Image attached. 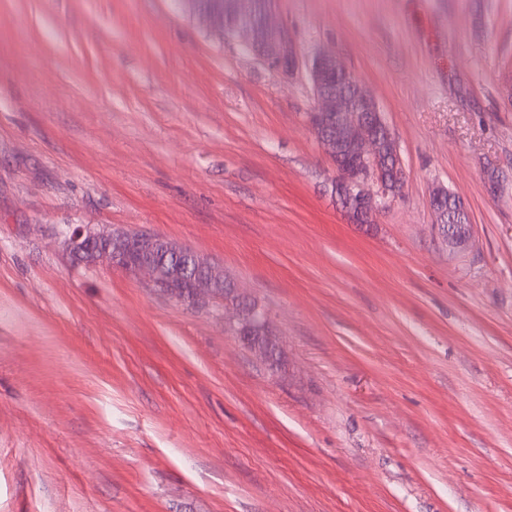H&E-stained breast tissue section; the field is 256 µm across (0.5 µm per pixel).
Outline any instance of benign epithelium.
Returning a JSON list of instances; mask_svg holds the SVG:
<instances>
[{
	"mask_svg": "<svg viewBox=\"0 0 512 512\" xmlns=\"http://www.w3.org/2000/svg\"><path fill=\"white\" fill-rule=\"evenodd\" d=\"M268 7L262 18L243 23L231 38L240 42L270 70L289 74L298 64V52L288 26L273 24ZM314 103L307 122L324 154L335 168L336 201L354 224H373L381 210L402 193L405 171L397 140L385 122L375 97L332 50L316 53L308 62ZM439 233L451 244H462L470 224H442L448 214L446 189L430 196ZM63 247L80 262H105L147 282L186 306L221 297L227 282L224 269L186 245L148 232L108 230L94 224L70 225ZM234 313L231 333L274 362L271 349L258 335L269 332L266 313L240 299L224 297Z\"/></svg>",
	"mask_w": 512,
	"mask_h": 512,
	"instance_id": "1",
	"label": "benign epithelium"
}]
</instances>
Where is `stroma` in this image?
Instances as JSON below:
<instances>
[{
    "label": "stroma",
    "instance_id": "1",
    "mask_svg": "<svg viewBox=\"0 0 512 512\" xmlns=\"http://www.w3.org/2000/svg\"><path fill=\"white\" fill-rule=\"evenodd\" d=\"M275 10L287 75L175 0H0V512H512V0ZM324 49L398 142L374 224L306 123ZM71 224L223 266L276 363ZM451 200V204L455 205L456 201H459L458 197L448 192V199H446V189L443 187H437L432 191L430 196V205L436 214L437 218V229L439 233L451 244H462L469 236V217L465 224H448V218L446 224H441L445 220L448 214V200ZM460 202V201H459Z\"/></svg>",
    "mask_w": 512,
    "mask_h": 512
}]
</instances>
